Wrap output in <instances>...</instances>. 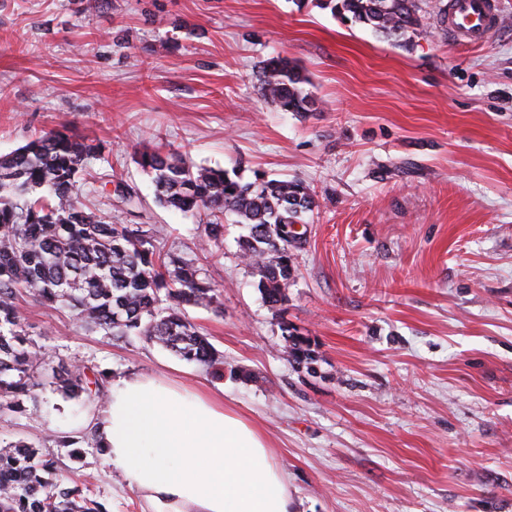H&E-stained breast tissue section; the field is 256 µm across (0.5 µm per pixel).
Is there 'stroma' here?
Instances as JSON below:
<instances>
[{
  "instance_id": "35a3bbf8",
  "label": "stroma",
  "mask_w": 512,
  "mask_h": 512,
  "mask_svg": "<svg viewBox=\"0 0 512 512\" xmlns=\"http://www.w3.org/2000/svg\"><path fill=\"white\" fill-rule=\"evenodd\" d=\"M445 2L420 0L404 43L319 0H0V154L63 126L100 141L79 190L93 211L197 257V218L158 206L136 162L160 144L312 189L282 315L232 217L203 259L220 305L188 315L223 377L20 299L49 355L223 394L266 434L292 512H512V0L478 46L436 28ZM276 55L305 69L315 111L260 97L256 66ZM283 320L310 365L288 360ZM95 407L44 383L37 407L0 415V441L40 446L107 512H150L93 445L62 444Z\"/></svg>"
}]
</instances>
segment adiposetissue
Returning <instances> with one entry per match:
<instances>
[{"instance_id":"adipose-tissue-1","label":"adipose tissue","mask_w":512,"mask_h":512,"mask_svg":"<svg viewBox=\"0 0 512 512\" xmlns=\"http://www.w3.org/2000/svg\"><path fill=\"white\" fill-rule=\"evenodd\" d=\"M93 426L105 464L152 512H290L273 448L222 396L152 376L121 378Z\"/></svg>"}]
</instances>
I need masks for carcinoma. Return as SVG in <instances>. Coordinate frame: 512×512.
Instances as JSON below:
<instances>
[{
	"mask_svg": "<svg viewBox=\"0 0 512 512\" xmlns=\"http://www.w3.org/2000/svg\"><path fill=\"white\" fill-rule=\"evenodd\" d=\"M333 14L405 41L422 26L419 0H322ZM258 91L283 112H311L308 76L294 60L276 56L257 65ZM102 145L66 127L35 137L0 156V412L37 403L46 374L63 389L90 400L104 397L108 374L88 378L57 357H47L27 330L18 296L69 308L89 330L137 336L223 377L224 360L187 316L186 308L218 303L202 266L163 252L157 232L114 224L85 209L75 192ZM155 202L201 217L202 244L224 240V215L249 228L240 255L257 277L263 302L275 314L288 302L296 268L285 229L304 223L315 206L306 183L202 167L160 148L139 153ZM289 358L310 363L307 340L297 337ZM55 462L24 441L0 445V512H107L77 483L54 476Z\"/></svg>",
	"mask_w": 512,
	"mask_h": 512,
	"instance_id": "obj_1",
	"label": "carcinoma"
}]
</instances>
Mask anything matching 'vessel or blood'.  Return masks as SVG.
Returning a JSON list of instances; mask_svg holds the SVG:
<instances>
[{"mask_svg":"<svg viewBox=\"0 0 512 512\" xmlns=\"http://www.w3.org/2000/svg\"><path fill=\"white\" fill-rule=\"evenodd\" d=\"M501 24L496 0H448L445 26L454 41L482 43Z\"/></svg>","mask_w":512,"mask_h":512,"instance_id":"vessel-or-blood-1","label":"vessel or blood"}]
</instances>
